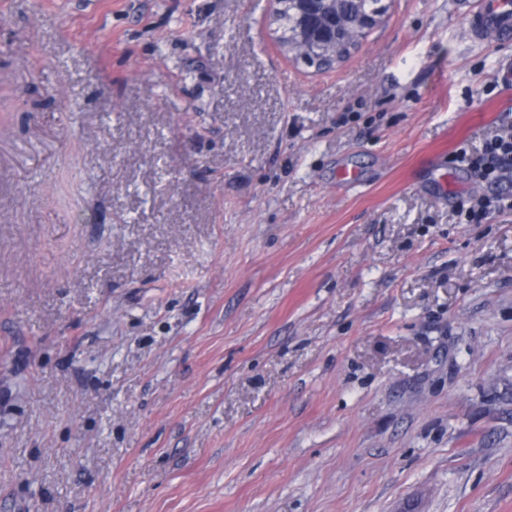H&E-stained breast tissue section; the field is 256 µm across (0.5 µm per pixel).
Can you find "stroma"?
Here are the masks:
<instances>
[{"mask_svg":"<svg viewBox=\"0 0 512 512\" xmlns=\"http://www.w3.org/2000/svg\"><path fill=\"white\" fill-rule=\"evenodd\" d=\"M380 0H0V512H512V41ZM344 0H289L292 18L285 10L282 15V33L276 38L281 47L294 58L314 64L321 69H331L356 52L362 37L382 21V14L359 13L346 10ZM348 41V53L336 60V45ZM456 161L488 183H497L512 171V131L484 139L478 147L465 146L456 151ZM491 210L512 211L511 192L497 193L492 196H471L467 206H463L461 216L471 224H481Z\"/></svg>","mask_w":512,"mask_h":512,"instance_id":"35a3bbf8","label":"stroma"}]
</instances>
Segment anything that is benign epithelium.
Here are the masks:
<instances>
[{"label": "benign epithelium", "mask_w": 512, "mask_h": 512, "mask_svg": "<svg viewBox=\"0 0 512 512\" xmlns=\"http://www.w3.org/2000/svg\"><path fill=\"white\" fill-rule=\"evenodd\" d=\"M284 3L290 6L293 22L287 37H277L279 44L294 58L321 69L339 64L336 45L347 43L348 54H353L362 37L382 21L379 13L346 10L342 0H274L272 23H278Z\"/></svg>", "instance_id": "7a95c632"}]
</instances>
